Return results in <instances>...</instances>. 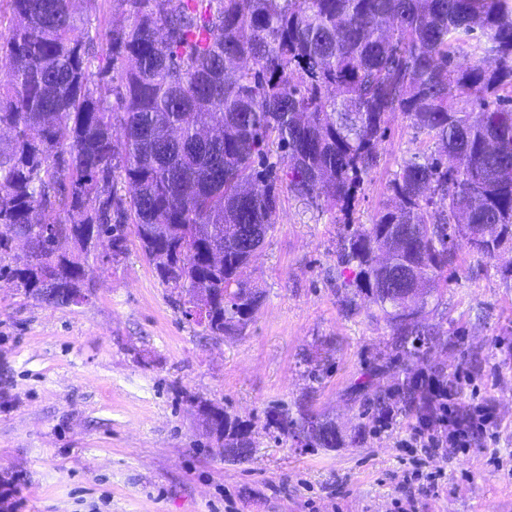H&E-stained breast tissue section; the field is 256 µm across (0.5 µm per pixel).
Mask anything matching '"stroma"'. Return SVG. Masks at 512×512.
Here are the masks:
<instances>
[{
    "mask_svg": "<svg viewBox=\"0 0 512 512\" xmlns=\"http://www.w3.org/2000/svg\"><path fill=\"white\" fill-rule=\"evenodd\" d=\"M387 127L350 215L282 197L248 269L261 306L236 333L185 320L186 294L161 284L133 238L77 306L1 280L0 512H512V244L486 259L458 241L419 315L448 338L406 367L338 259L341 236L395 208L403 161L433 147L403 113ZM437 371L457 382L458 410L492 405L498 428L430 458L426 471L446 472L433 486L407 477L415 413L398 396L387 421L370 399ZM202 402L251 424L248 460L216 454ZM282 409L335 426L342 445L266 429Z\"/></svg>",
    "mask_w": 512,
    "mask_h": 512,
    "instance_id": "stroma-1",
    "label": "stroma"
}]
</instances>
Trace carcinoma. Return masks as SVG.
I'll list each match as a JSON object with an SVG mask.
<instances>
[{
  "instance_id": "1",
  "label": "carcinoma",
  "mask_w": 512,
  "mask_h": 512,
  "mask_svg": "<svg viewBox=\"0 0 512 512\" xmlns=\"http://www.w3.org/2000/svg\"><path fill=\"white\" fill-rule=\"evenodd\" d=\"M73 2L0 3V258L19 240L30 251L0 278L26 295L82 303L92 241H112L110 264L132 234L158 279L190 296L187 321L235 332L259 308L249 255L281 186L350 211L393 112L437 151L400 166L399 205L341 250L376 318L413 339L405 355L425 356L437 335L406 301L409 277L436 291L457 239L489 259L512 241V0H118L129 24L105 33ZM471 49L475 64L455 63ZM107 74L116 109L98 92ZM396 395L422 420L436 411L409 377L375 402ZM200 410L219 453L252 456L250 425ZM267 426L312 448L341 443L305 413Z\"/></svg>"
}]
</instances>
